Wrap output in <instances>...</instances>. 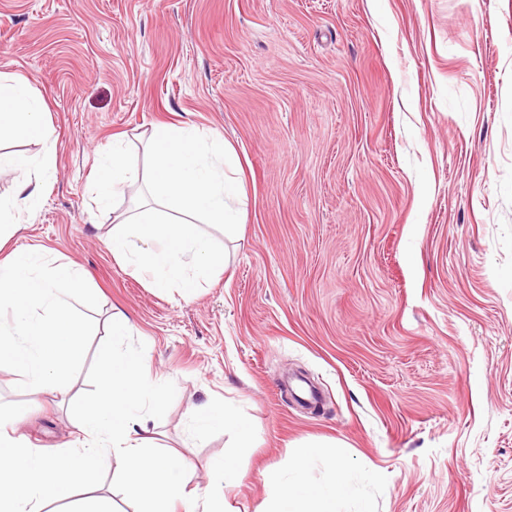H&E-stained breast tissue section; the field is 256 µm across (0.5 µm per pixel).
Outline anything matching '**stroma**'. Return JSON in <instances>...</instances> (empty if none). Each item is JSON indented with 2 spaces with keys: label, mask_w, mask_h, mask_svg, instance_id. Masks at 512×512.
Wrapping results in <instances>:
<instances>
[{
  "label": "stroma",
  "mask_w": 512,
  "mask_h": 512,
  "mask_svg": "<svg viewBox=\"0 0 512 512\" xmlns=\"http://www.w3.org/2000/svg\"><path fill=\"white\" fill-rule=\"evenodd\" d=\"M0 73L28 77L56 138L9 245L89 270L99 301L69 393L31 405L0 372L33 447L76 446L69 400L120 312L193 485L232 438L189 439V409L250 421L235 512H261L305 441L337 446L346 512H512V0H0ZM159 124L222 136L243 171L240 238L211 232L230 264L190 300L113 258L91 193L114 142L144 171Z\"/></svg>",
  "instance_id": "1"
}]
</instances>
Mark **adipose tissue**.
Instances as JSON below:
<instances>
[{"label":"adipose tissue","mask_w":512,"mask_h":512,"mask_svg":"<svg viewBox=\"0 0 512 512\" xmlns=\"http://www.w3.org/2000/svg\"><path fill=\"white\" fill-rule=\"evenodd\" d=\"M136 178L122 149L113 147L111 160L98 169L96 204L108 206ZM131 333L126 316L112 315L106 334L114 350L94 394L77 403L78 447L53 452L31 447L17 435L13 419L0 415V512H63L60 501L72 496L77 499L73 512H117L112 499L88 491L96 472L109 466L121 476L134 512H233L228 493L236 484L237 461L254 448L246 420L212 403L189 413L194 434L221 429L236 437L234 454L212 463L206 489L192 487L182 453L158 447L150 434L156 383L144 351L125 348ZM318 461L330 472L327 483L306 478ZM270 484L266 512H339V505L355 495L335 449L313 442L295 448L287 471L272 474Z\"/></svg>","instance_id":"1"}]
</instances>
